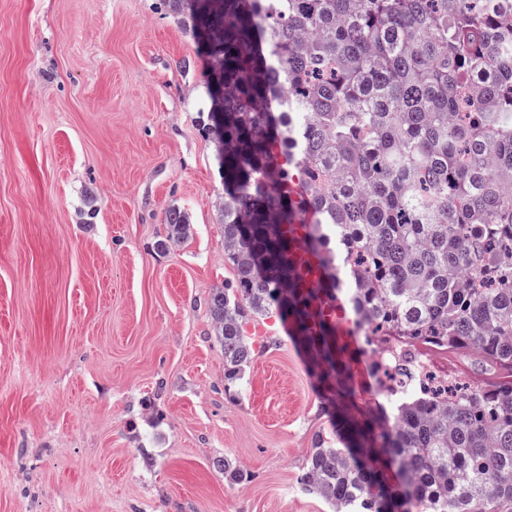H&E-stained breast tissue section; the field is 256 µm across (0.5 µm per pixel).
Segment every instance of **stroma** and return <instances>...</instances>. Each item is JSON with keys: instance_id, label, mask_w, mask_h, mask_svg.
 I'll return each mask as SVG.
<instances>
[{"instance_id": "stroma-1", "label": "stroma", "mask_w": 512, "mask_h": 512, "mask_svg": "<svg viewBox=\"0 0 512 512\" xmlns=\"http://www.w3.org/2000/svg\"><path fill=\"white\" fill-rule=\"evenodd\" d=\"M203 72L160 0H0V512H331L299 477L339 431L288 334L224 390ZM336 323L354 414L387 405ZM167 224L166 239L160 243L161 249L171 248L184 241L191 233L189 217L177 207L170 208L165 216Z\"/></svg>"}]
</instances>
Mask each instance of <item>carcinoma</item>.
I'll list each match as a JSON object with an SVG mask.
<instances>
[{
  "mask_svg": "<svg viewBox=\"0 0 512 512\" xmlns=\"http://www.w3.org/2000/svg\"><path fill=\"white\" fill-rule=\"evenodd\" d=\"M162 2L205 60L233 270L208 299L225 387L253 361L247 324L273 314L345 413L342 447L319 437L300 478L333 512L512 506V0ZM165 223L162 249L191 233L177 207ZM304 250L326 270L314 284ZM342 267L369 342L401 346L374 361L378 388L408 396L363 419L324 314ZM427 346L507 379L423 372Z\"/></svg>",
  "mask_w": 512,
  "mask_h": 512,
  "instance_id": "1",
  "label": "carcinoma"
}]
</instances>
